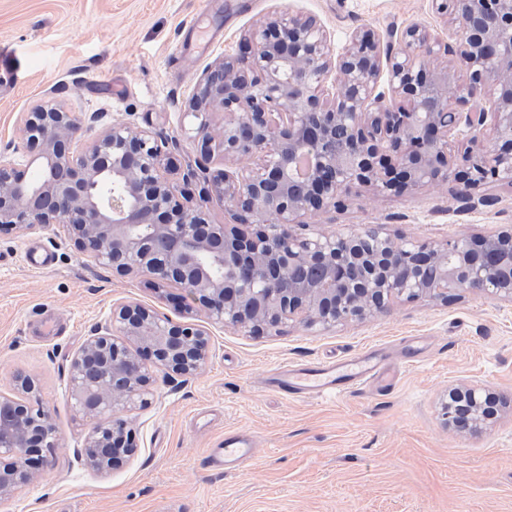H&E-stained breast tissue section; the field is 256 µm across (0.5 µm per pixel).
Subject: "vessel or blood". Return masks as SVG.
Masks as SVG:
<instances>
[{"label":"vessel or blood","mask_w":512,"mask_h":512,"mask_svg":"<svg viewBox=\"0 0 512 512\" xmlns=\"http://www.w3.org/2000/svg\"><path fill=\"white\" fill-rule=\"evenodd\" d=\"M380 372V365L370 357L357 356L337 364H284L270 373L267 384L287 399L323 397L371 386L378 380ZM254 447V441L248 436L225 434L223 440L211 449L207 463L213 468L237 470L252 458Z\"/></svg>","instance_id":"b4317fda"}]
</instances>
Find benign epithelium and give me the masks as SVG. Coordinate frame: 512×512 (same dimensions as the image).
I'll list each match as a JSON object with an SVG mask.
<instances>
[{
  "instance_id": "benign-epithelium-1",
  "label": "benign epithelium",
  "mask_w": 512,
  "mask_h": 512,
  "mask_svg": "<svg viewBox=\"0 0 512 512\" xmlns=\"http://www.w3.org/2000/svg\"><path fill=\"white\" fill-rule=\"evenodd\" d=\"M456 25L442 42L411 25L383 46L355 33L338 54L313 16L273 11L239 52L208 64L187 99L200 158L175 180V140L114 121L90 142L81 118L57 101L25 113L15 154L37 151V181L0 154V224L25 231L58 224L81 256L120 274L189 291L217 322L263 334L288 321L322 330L379 313L397 298L446 303L460 292L512 303V230L476 240L406 242L370 225L374 242L334 235L309 219L352 192L412 191L456 183V199L489 179L512 185V0H433ZM224 117L214 129V117ZM238 164L209 169L213 155ZM217 201L233 223L212 224ZM508 239L496 263L482 255ZM439 267L421 278L419 258ZM220 265L212 274L206 264ZM319 268L312 284L298 275ZM139 344L130 350L124 339ZM209 359L208 333L128 302L73 356L69 382L79 413L108 416L87 439L86 464L108 471L137 451L123 413L149 404L156 371L196 375ZM0 394V499L35 478L59 441L30 377ZM507 404L484 384L448 389L441 407L451 431L478 432Z\"/></svg>"
}]
</instances>
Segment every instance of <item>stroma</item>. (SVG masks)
<instances>
[{
  "label": "stroma",
  "instance_id": "obj_1",
  "mask_svg": "<svg viewBox=\"0 0 512 512\" xmlns=\"http://www.w3.org/2000/svg\"><path fill=\"white\" fill-rule=\"evenodd\" d=\"M276 9L316 17L337 52L357 31L385 42L412 24L443 40L453 30L431 0H0V152L17 143L24 112L52 98L81 117L179 138L175 163L194 159L184 110L199 73L237 53ZM479 193L491 205L469 209L428 186L364 190L319 227L380 224L418 241L512 228V186L491 179ZM32 248L51 251L53 265L31 267ZM180 293L78 255L59 227L0 229V393L31 376L59 437L38 478L0 500V512H512V413L475 434L448 431L438 415L449 386L470 380L512 402V304L469 293L397 300L363 321L290 322L253 336L187 312ZM127 301L203 327L210 356L189 379L157 373L151 404L126 414L136 454L99 472L82 455L94 423L75 408L70 362ZM370 348L400 369L391 393L286 400L264 384L281 363ZM228 430L257 440L255 458L233 473L206 464Z\"/></svg>",
  "mask_w": 512,
  "mask_h": 512
}]
</instances>
